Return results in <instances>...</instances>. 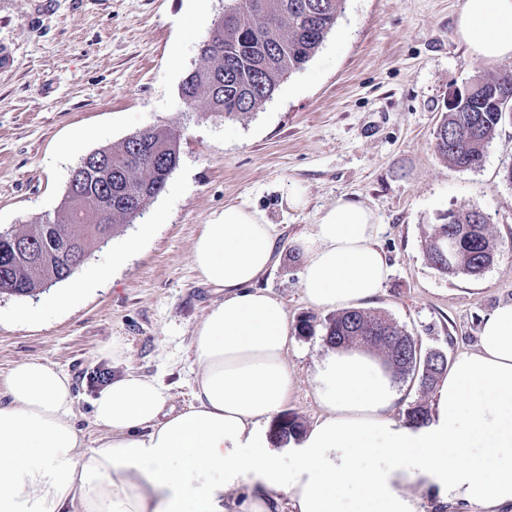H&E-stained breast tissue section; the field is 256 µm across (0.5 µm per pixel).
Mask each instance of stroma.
Wrapping results in <instances>:
<instances>
[{
	"mask_svg": "<svg viewBox=\"0 0 512 512\" xmlns=\"http://www.w3.org/2000/svg\"><path fill=\"white\" fill-rule=\"evenodd\" d=\"M462 0H345L316 54L256 111L232 120L190 107L180 85L224 11V0H0V232L57 210L72 169L90 152L149 125L181 128L180 161L147 212L124 225L73 274L88 288L63 310L33 297L0 295V377L39 359L67 373L89 443L100 370H133L165 386L168 406L193 400L187 349L222 289L191 262L205 224L225 205L263 211L277 224L276 261L259 285L284 300L294 336L295 390L285 409L304 427L320 415L310 384L325 347L328 311L304 299V259L295 244L338 197L363 202L381 226L391 274L374 311L422 349L448 360L474 348L482 316L512 301V121L482 165L457 169L434 151L433 132L450 92L475 76L512 69V59H472L455 36ZM198 27L185 34V13ZM89 139H80L81 131ZM303 187L308 204L282 206ZM477 209L498 245L477 276L433 268L425 239L451 211ZM123 347L113 357V343Z\"/></svg>",
	"mask_w": 512,
	"mask_h": 512,
	"instance_id": "1",
	"label": "stroma"
}]
</instances>
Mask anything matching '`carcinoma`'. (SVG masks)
I'll return each mask as SVG.
<instances>
[{
    "label": "carcinoma",
    "mask_w": 512,
    "mask_h": 512,
    "mask_svg": "<svg viewBox=\"0 0 512 512\" xmlns=\"http://www.w3.org/2000/svg\"><path fill=\"white\" fill-rule=\"evenodd\" d=\"M345 0H224V13L200 47L199 63L181 84L183 98L204 112L234 119L270 99L285 75L302 68L335 26ZM471 94L448 112L434 132L436 153L449 164L470 169L485 156L500 125L512 117V70L480 76ZM181 134L168 126H147L122 142L92 152L97 164L68 185L59 209L0 237V294L31 297L69 279L73 259H86L123 224L142 215L163 191L180 160ZM476 211L452 213L448 224H433L427 258L444 275L476 276L496 257L487 225L473 223ZM323 341L335 348L359 345L382 351L399 377H415L433 389L444 376L439 350L422 351L414 337L383 316L346 310L328 318ZM422 402L411 404L407 422L428 420ZM272 436L286 443L304 431L292 413L279 414Z\"/></svg>",
    "instance_id": "cac0c4a2"
}]
</instances>
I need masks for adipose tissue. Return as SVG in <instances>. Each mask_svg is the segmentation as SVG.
Returning a JSON list of instances; mask_svg holds the SVG:
<instances>
[{"mask_svg":"<svg viewBox=\"0 0 512 512\" xmlns=\"http://www.w3.org/2000/svg\"><path fill=\"white\" fill-rule=\"evenodd\" d=\"M456 36L480 61L512 58V0H462ZM380 226L339 197L297 240L307 302L371 304L390 274ZM276 225L225 206L191 260L223 289L191 339L192 402L167 408L166 389L134 371L92 400L102 435L89 447L70 377L34 359L0 379V512H422L419 490L442 504L512 512V302L481 320L475 348L441 380L428 421H398L394 374L362 348L315 362L319 420L287 447L268 429L294 391L284 303L256 282L275 261ZM248 484L246 500L227 491Z\"/></svg>","mask_w":512,"mask_h":512,"instance_id":"adipose-tissue-1","label":"adipose tissue"}]
</instances>
